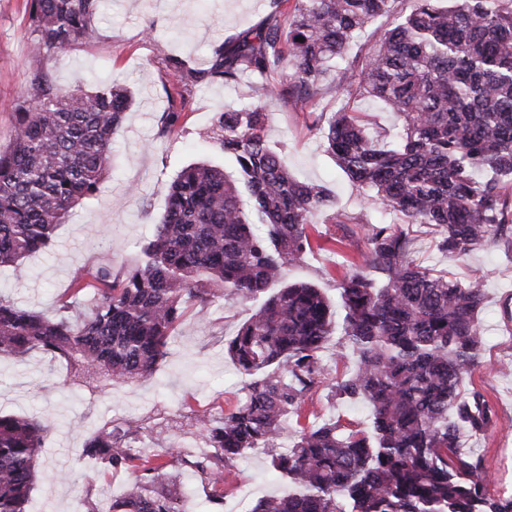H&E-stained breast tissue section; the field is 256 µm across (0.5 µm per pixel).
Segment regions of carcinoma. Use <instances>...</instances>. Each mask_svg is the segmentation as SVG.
<instances>
[{
  "label": "carcinoma",
  "instance_id": "1",
  "mask_svg": "<svg viewBox=\"0 0 512 512\" xmlns=\"http://www.w3.org/2000/svg\"><path fill=\"white\" fill-rule=\"evenodd\" d=\"M405 0H272L265 25L231 49H214L201 79L248 82L283 105L303 107L336 75L340 96L376 99L401 123L382 146L360 112H307L308 127L351 181L409 224L436 229L450 262L505 241L512 247V7L504 0H410L398 23L365 54L357 35ZM101 0H29L31 51L49 57L98 38ZM15 136L0 149V267L23 276L69 211L90 199L112 163V134L130 107L124 87L57 88L38 72ZM159 136L182 117L184 98ZM267 113L252 104L218 116L213 139L234 157L236 175L208 163L183 169L167 208L136 263L121 272L91 267L70 288L93 284L89 311L65 300L46 315L0 296V355L42 350L70 365L79 381L115 384L153 376L186 305L208 309L217 295L263 299L224 344L250 377L245 395L196 421L208 447L186 454L170 443L140 448L135 419L106 423L82 456L131 477L105 512H189L182 475L210 486L208 512L224 505V467L255 448L288 481L248 512H512V495H494L481 460L459 450L460 432L495 426L484 395L460 391L481 363V280H459L421 265L407 229L364 224L355 268L337 285L344 320L335 337L330 301L311 283L273 289L286 268L314 249L318 217L333 207L325 187L296 180L270 146ZM348 348L353 372L329 376L321 352ZM371 410L372 430L333 419L303 422L320 387ZM293 440L279 441L288 417ZM46 426L0 413V512H26Z\"/></svg>",
  "mask_w": 512,
  "mask_h": 512
}]
</instances>
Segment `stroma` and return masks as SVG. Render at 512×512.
Wrapping results in <instances>:
<instances>
[{
    "instance_id": "35a3bbf8",
    "label": "stroma",
    "mask_w": 512,
    "mask_h": 512,
    "mask_svg": "<svg viewBox=\"0 0 512 512\" xmlns=\"http://www.w3.org/2000/svg\"><path fill=\"white\" fill-rule=\"evenodd\" d=\"M270 12L271 0H103L96 42L43 58L31 52L26 0H0L1 149L13 139L15 113L36 72L47 73L62 89L104 83L125 87L134 97L112 135L115 156L97 195L70 211L48 247L26 258L28 276L17 279L11 268H0V294L51 315L84 269L131 265L164 215L168 187L183 167L207 160L233 172L232 159L209 137L217 113L249 101L263 104L271 146L298 180L331 191L337 214L366 224L408 225L417 261L462 280L484 279L481 364L463 378L461 390L483 393L496 425L482 435L463 433L460 450L481 458L492 480L491 492L512 491V248L496 243L461 263L448 262L434 246L431 226L410 225L402 215L387 214L353 184L327 152L321 134L309 129L303 111L285 108L260 91L247 93L238 84L188 81L182 87L187 106L180 122L168 136H159V118L174 81L168 61L179 60L191 70L208 67L215 47L233 48L263 26ZM342 103L350 111L367 113L369 127L392 137L398 133L396 116L369 99L342 102L329 89L316 108L329 113ZM343 255L342 248L326 245L289 267L285 280L317 284L330 302H337L336 284L347 271ZM257 307L254 301L219 298L200 315L188 306L186 324L177 327L167 356L144 383L78 385L64 361L41 351L22 361L0 356V412L33 417L49 427L27 512H87L90 504L104 506L122 495L127 475L91 473L79 453L104 422L133 417L152 438L173 441L176 425L189 416L230 409L247 378L225 356L224 339ZM305 414L311 422L333 417L362 427L370 419L366 404L331 398L323 388L308 400ZM287 489V482L272 473L266 455L249 454L224 470L223 512H249L259 498Z\"/></svg>"
}]
</instances>
